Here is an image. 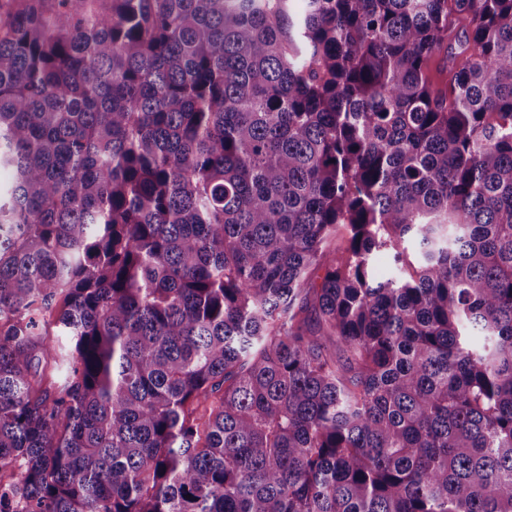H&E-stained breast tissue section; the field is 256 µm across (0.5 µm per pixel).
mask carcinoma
Returning a JSON list of instances; mask_svg holds the SVG:
<instances>
[{
    "label": "carcinoma",
    "mask_w": 512,
    "mask_h": 512,
    "mask_svg": "<svg viewBox=\"0 0 512 512\" xmlns=\"http://www.w3.org/2000/svg\"><path fill=\"white\" fill-rule=\"evenodd\" d=\"M290 2L0 0V512H512V0Z\"/></svg>",
    "instance_id": "cac0c4a2"
}]
</instances>
